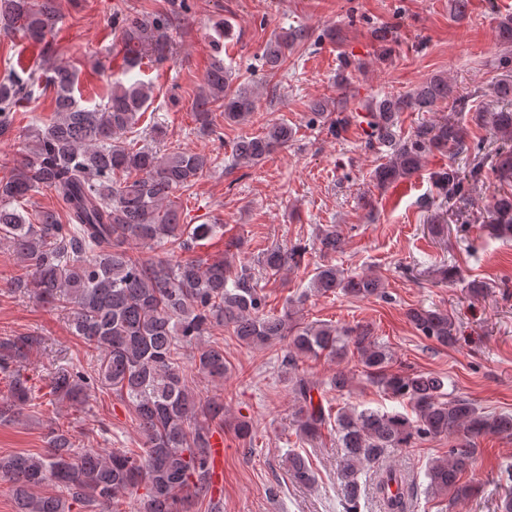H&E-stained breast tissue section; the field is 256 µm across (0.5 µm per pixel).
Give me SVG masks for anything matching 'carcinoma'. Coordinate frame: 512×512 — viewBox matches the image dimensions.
I'll list each match as a JSON object with an SVG mask.
<instances>
[{
  "label": "carcinoma",
  "mask_w": 512,
  "mask_h": 512,
  "mask_svg": "<svg viewBox=\"0 0 512 512\" xmlns=\"http://www.w3.org/2000/svg\"><path fill=\"white\" fill-rule=\"evenodd\" d=\"M58 19L56 0H0V31L20 32L36 45L44 42ZM121 34L122 62L127 71L146 57L166 59L170 15L121 13L113 17ZM395 26L374 29L372 37L383 54L395 41ZM306 39L304 30L282 31L265 45L261 59L275 74L288 51ZM41 81L53 91V116L28 129V151L14 160L10 174L0 178V243L7 244L24 270L11 288L31 292L70 314L72 334L96 360L94 374L82 366L60 369L49 394L85 405L95 390L113 394L132 414L144 438V448L109 451L77 448L68 426L51 428L48 448L39 455L0 457V483L10 486L16 512H71L72 505L89 512H118L122 498L136 502L135 512H192L197 500L206 512H223L216 474L208 448L210 438L224 428V396L206 398L189 386L183 358L196 349L194 368L213 382L228 371L224 343L210 339L223 329L246 348L286 344L284 366L293 370L302 359L342 360L356 357L372 385L412 405L414 418L397 412L344 406L336 414L314 404L322 383L304 375L289 377L296 410V431L309 443L334 425L341 454L336 480L346 512H358L360 501L373 489L382 512H406V477L386 464L394 448H410L418 439L453 435L448 455L432 459L420 486L427 497H448L455 503L474 497L480 486L464 475L473 469L478 438L512 437V414L480 411L469 399L445 397L444 381L430 373L393 369L388 347L367 325L337 328L306 323L299 315L307 293L290 300L279 312L266 310L265 296L246 267L232 274L223 260L208 262L191 253L222 230L221 224H183L176 194L190 190L215 168L206 153L173 148L159 153L142 143L143 133L163 135L158 124L139 127L148 110L153 86L141 80H115L106 101L81 106L75 90L76 70L58 64ZM37 81L14 70L0 78V134L12 129L17 106L35 93ZM453 88L439 74L405 94L386 95L364 105L365 147L389 148L372 179L380 186L418 173L429 152H467V128L450 117L417 126L408 137L395 135L403 112H432L448 101ZM501 106L487 116L493 134L502 140L490 156L491 169L503 181L512 180V81L497 86ZM255 90L233 85L224 59L209 63L195 101V120L202 130L217 132L213 113L240 125L256 110ZM358 122V115L339 111L330 131L339 137ZM294 137L285 123L239 139L226 168L231 174L253 167ZM484 158L460 177L453 165L432 172V182L448 205L446 213H463L468 185L481 180ZM50 190L64 209L42 210L31 221L21 203L33 193ZM491 228L512 238V193L491 204ZM320 251L335 253L343 241L336 225L320 230ZM143 245L190 254L183 260L143 259L130 246ZM307 253L300 243L291 248L271 246L258 258L259 268L275 275L299 265ZM310 289L327 294L341 290L360 297L383 296L384 284L373 274L347 276L334 264L316 268ZM410 323L442 346L458 341L448 314L423 308L406 312ZM41 344L38 336L0 340V374L10 379V399L0 403V418H16L32 399V377L23 363ZM354 375L339 368L329 387L339 393L352 386ZM288 472L304 486L315 475L298 453H288Z\"/></svg>",
  "instance_id": "cac0c4a2"
}]
</instances>
